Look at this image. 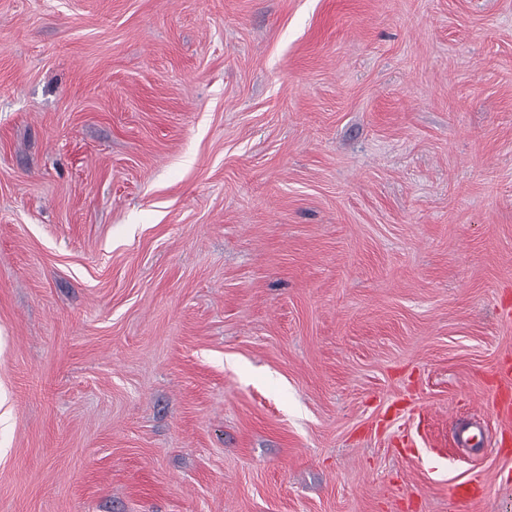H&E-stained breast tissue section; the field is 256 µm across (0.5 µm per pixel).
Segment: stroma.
<instances>
[{"instance_id":"1","label":"stroma","mask_w":512,"mask_h":512,"mask_svg":"<svg viewBox=\"0 0 512 512\" xmlns=\"http://www.w3.org/2000/svg\"><path fill=\"white\" fill-rule=\"evenodd\" d=\"M510 311L512 0H0V512H512ZM485 480L479 475L452 483V497L457 501H468L482 493Z\"/></svg>"}]
</instances>
